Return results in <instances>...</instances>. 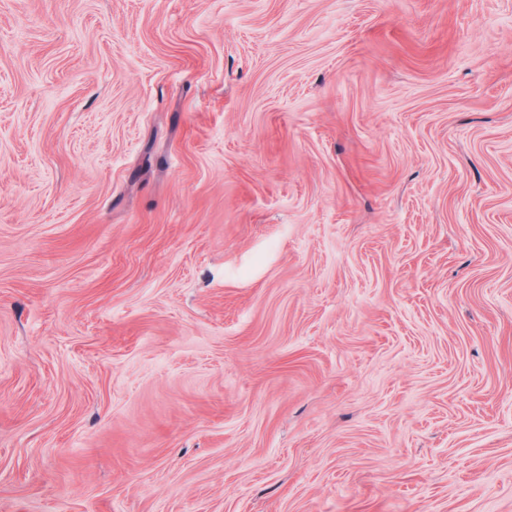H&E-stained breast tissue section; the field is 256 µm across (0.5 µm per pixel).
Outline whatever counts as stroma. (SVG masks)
<instances>
[{"mask_svg": "<svg viewBox=\"0 0 512 512\" xmlns=\"http://www.w3.org/2000/svg\"><path fill=\"white\" fill-rule=\"evenodd\" d=\"M0 512H512V0H0Z\"/></svg>", "mask_w": 512, "mask_h": 512, "instance_id": "1", "label": "stroma"}]
</instances>
